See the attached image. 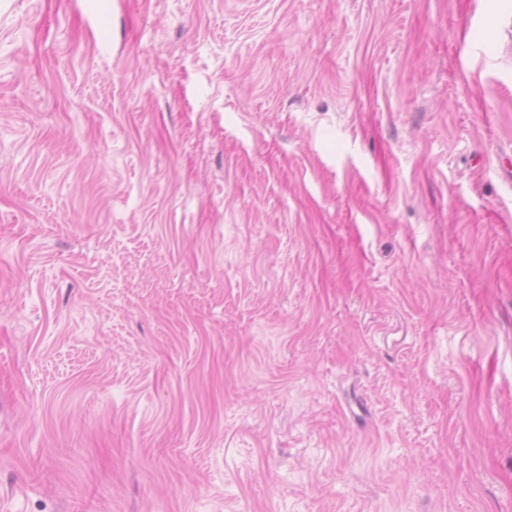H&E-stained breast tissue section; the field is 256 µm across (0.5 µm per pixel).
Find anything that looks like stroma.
I'll list each match as a JSON object with an SVG mask.
<instances>
[{
    "label": "stroma",
    "instance_id": "stroma-1",
    "mask_svg": "<svg viewBox=\"0 0 512 512\" xmlns=\"http://www.w3.org/2000/svg\"><path fill=\"white\" fill-rule=\"evenodd\" d=\"M0 512H512V0H0Z\"/></svg>",
    "mask_w": 512,
    "mask_h": 512
}]
</instances>
